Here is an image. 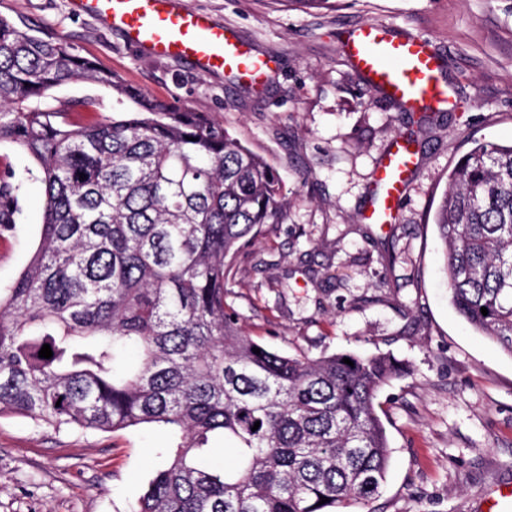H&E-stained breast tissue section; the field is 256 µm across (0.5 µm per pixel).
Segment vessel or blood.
<instances>
[{
	"label": "vessel or blood",
	"instance_id": "b4317fda",
	"mask_svg": "<svg viewBox=\"0 0 512 512\" xmlns=\"http://www.w3.org/2000/svg\"><path fill=\"white\" fill-rule=\"evenodd\" d=\"M70 5L119 31L130 45L157 57L185 59L203 72H223L260 87L275 68L272 58L255 53L233 28L184 7L181 0H70ZM343 46L366 76L369 90H384L413 111H444L451 105L442 79L445 61L427 39L367 22L348 30ZM415 163L413 143L396 139L373 174L381 202L364 214V221L389 224L396 219Z\"/></svg>",
	"mask_w": 512,
	"mask_h": 512
}]
</instances>
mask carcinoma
<instances>
[{"label":"carcinoma","mask_w":512,"mask_h":512,"mask_svg":"<svg viewBox=\"0 0 512 512\" xmlns=\"http://www.w3.org/2000/svg\"><path fill=\"white\" fill-rule=\"evenodd\" d=\"M70 81L110 99L51 104ZM2 145L30 165L0 171V234L27 224L29 182L44 197L37 248L0 287V415L167 430V459L128 512H343L379 493L390 449L377 398L402 366L278 352L227 304L232 262L284 215L264 157L0 14ZM434 224L453 305L512 353V145L462 157ZM215 441L232 466L208 463Z\"/></svg>","instance_id":"1"}]
</instances>
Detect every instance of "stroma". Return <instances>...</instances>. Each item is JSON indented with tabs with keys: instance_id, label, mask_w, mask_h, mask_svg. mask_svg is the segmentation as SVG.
I'll return each mask as SVG.
<instances>
[{
	"instance_id": "obj_1",
	"label": "stroma",
	"mask_w": 512,
	"mask_h": 512,
	"mask_svg": "<svg viewBox=\"0 0 512 512\" xmlns=\"http://www.w3.org/2000/svg\"><path fill=\"white\" fill-rule=\"evenodd\" d=\"M185 2L275 60L263 91L153 57L75 15L69 0H0V14L150 96L218 120L276 169L287 215L263 225L228 284L243 330L291 355L382 352L409 368L378 397L391 452L384 485L348 512H476L488 485L512 480V354L450 303L433 215L474 143H512V0ZM363 22L429 39L447 60L453 107L424 125L420 113L370 92L341 45ZM399 136L420 147L399 219L362 223L373 172ZM41 197L31 184L24 233L0 235V285L38 241ZM170 443L154 426L59 432L2 416L0 512H128Z\"/></svg>"
}]
</instances>
